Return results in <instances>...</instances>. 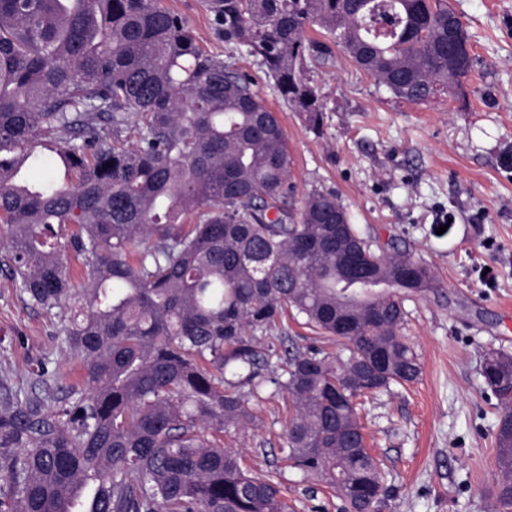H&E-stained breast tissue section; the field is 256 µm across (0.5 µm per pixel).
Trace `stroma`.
Returning <instances> with one entry per match:
<instances>
[{"mask_svg": "<svg viewBox=\"0 0 512 512\" xmlns=\"http://www.w3.org/2000/svg\"><path fill=\"white\" fill-rule=\"evenodd\" d=\"M449 2L470 36L473 66L461 90L422 104L378 87L334 47V61L307 72L326 103L316 132L252 58L236 59L285 132L295 200L335 193L363 234L425 262L438 282L404 303L420 379L358 405L366 446L393 478L383 512H503L497 400L480 369L488 351L512 355V0ZM159 4L185 20L203 51L227 57L207 0ZM59 328V310L30 305L0 265V379L26 389L43 366L57 365L59 385L79 382L83 363ZM256 412V426L224 443L266 471L283 442L288 402L279 397ZM283 486L293 512L339 506L321 482L288 471Z\"/></svg>", "mask_w": 512, "mask_h": 512, "instance_id": "stroma-1", "label": "stroma"}]
</instances>
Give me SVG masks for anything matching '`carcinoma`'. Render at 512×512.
<instances>
[{"instance_id":"carcinoma-1","label":"carcinoma","mask_w":512,"mask_h":512,"mask_svg":"<svg viewBox=\"0 0 512 512\" xmlns=\"http://www.w3.org/2000/svg\"><path fill=\"white\" fill-rule=\"evenodd\" d=\"M233 51H202L157 0H0V226L13 283L61 313L81 383L44 372L0 383V512H288L281 482L213 434L254 424L251 401L287 395L281 460L326 483L341 512H380L391 493L355 400L417 381L404 298L431 268L376 250L345 207L315 190L290 202L280 121L234 53L255 58L281 99L321 128L306 78L329 48L400 99L462 87L448 66V0H208ZM131 131L134 143H124ZM70 174L37 182L43 151ZM85 280L70 273L71 259ZM412 269L406 279L401 270ZM294 313L333 354L300 347ZM497 398V497L512 506V356L484 355Z\"/></svg>"}]
</instances>
